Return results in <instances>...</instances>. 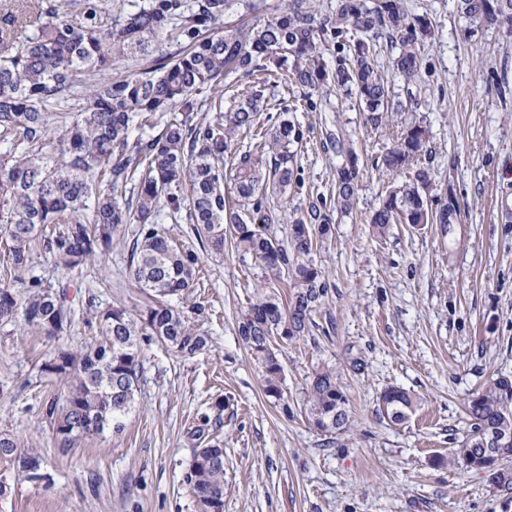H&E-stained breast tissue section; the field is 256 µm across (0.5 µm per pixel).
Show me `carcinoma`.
Segmentation results:
<instances>
[{
  "label": "carcinoma",
  "instance_id": "cac0c4a2",
  "mask_svg": "<svg viewBox=\"0 0 512 512\" xmlns=\"http://www.w3.org/2000/svg\"><path fill=\"white\" fill-rule=\"evenodd\" d=\"M80 5L70 23L62 14ZM228 0H148L134 10H112L106 0H6L0 4V226L4 229L6 268L23 288L0 284V326L18 324L29 333L58 336L71 322L65 289L24 276L39 248L58 268L73 270L112 248L123 225H139L129 255V272L147 296L144 313L123 307L100 314V340L79 348H61L44 362L42 373L67 384L63 400L45 406V416L67 450L78 438L123 428L135 404L141 343L151 336L186 357L208 344V337L187 323L170 299L194 283L199 257L169 240L158 224L186 217L203 248L221 255L226 238L252 256L274 278L291 288L289 302L259 292L239 319L238 335L262 368L265 394L284 400L283 366L270 340L288 328L289 338L314 325L329 288L324 272L309 255L333 234V212L348 213L356 201L358 157L331 139L347 163L336 170L330 204L309 203L288 229V240L270 233L277 220L269 198L284 197L294 179L292 146L304 133L282 119L264 133L254 149L236 147L241 130L262 128L267 106L263 60L285 81L317 90L342 89L355 95L368 124L378 127L392 112L415 104L391 99L389 74L378 69L370 39L383 37L398 49L392 75L413 81L422 67L418 47L432 37L424 15L408 16L400 0H336L328 13L315 0H281L276 13L247 24L219 26ZM460 11L475 23L512 32V0H460ZM354 31L362 34L350 62L330 69L322 59V41ZM175 44L179 50L166 51ZM131 60L138 70L110 78L112 66ZM252 78L242 99L226 110L224 84L231 75ZM209 88L210 101L194 93ZM71 96L83 99L69 107ZM179 109L187 116L169 122L155 136H131L135 122L154 127L158 115ZM194 112L214 119L193 121ZM429 131L419 124L401 127L377 157L375 170L402 181L387 192L369 220L383 236L392 224H453L455 202L428 207L429 167L418 162L428 152ZM231 155L235 201L224 192V156ZM133 186L135 200L121 207L119 193ZM420 404L397 387L384 390L378 412L400 424ZM307 414L323 436L351 428L349 399L336 371H315L307 391ZM502 442L484 444L489 434ZM448 464L487 473L501 491L512 492V376H489L466 404V423ZM27 457L36 473L30 481L49 480L40 457L18 438L0 433V463ZM187 483L201 512H224V448L215 436L195 449Z\"/></svg>",
  "mask_w": 512,
  "mask_h": 512
}]
</instances>
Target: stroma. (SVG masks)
<instances>
[{
	"label": "stroma",
	"mask_w": 512,
	"mask_h": 512,
	"mask_svg": "<svg viewBox=\"0 0 512 512\" xmlns=\"http://www.w3.org/2000/svg\"><path fill=\"white\" fill-rule=\"evenodd\" d=\"M401 4L435 28L421 44L415 81H392L396 99L415 94L413 111L374 128L346 92L274 77L266 89V128L288 109L305 133L288 204L272 227L277 238H287L309 201L331 197L347 152L360 166L353 211L337 215L332 240L312 255L328 299L309 335L276 349L285 406L265 395L237 322L265 287L287 298V281L232 247L201 250L192 224L168 220L161 231L196 250L201 269L172 303L208 345L185 358L155 341L144 345L122 433L61 450L43 407L63 386L42 365L59 346L95 340L97 311L117 304L143 311L128 263L138 227L127 225L110 251L74 270L55 268L35 250L32 275L67 286L73 322L58 338L0 327V433L34 449L51 476L31 482L0 464L11 486L0 512H199L185 475L197 445L191 434L208 418L224 441V512H512L488 475L447 463L469 396L490 375H512V33L470 24L457 0ZM408 123L430 132L429 205L455 200L460 221L446 230L395 224L380 236L369 219L387 185L373 161ZM334 137L346 153L331 147ZM198 305L203 314H195ZM355 358L364 363L357 372ZM323 367L340 375L354 419L330 448L306 413L309 381ZM390 386L421 399L399 425L377 413Z\"/></svg>",
	"instance_id": "35a3bbf8"
}]
</instances>
